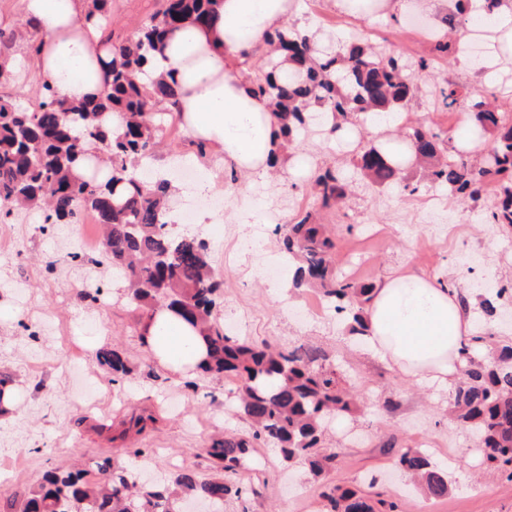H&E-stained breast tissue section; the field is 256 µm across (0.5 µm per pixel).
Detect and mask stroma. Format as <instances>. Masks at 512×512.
Masks as SVG:
<instances>
[{
	"label": "stroma",
	"mask_w": 512,
	"mask_h": 512,
	"mask_svg": "<svg viewBox=\"0 0 512 512\" xmlns=\"http://www.w3.org/2000/svg\"><path fill=\"white\" fill-rule=\"evenodd\" d=\"M300 8L289 26L310 25L318 38L343 46L363 40L375 51L410 57L428 54L404 21L366 23L333 7L332 0H295ZM156 0H112L114 43L135 35L154 11ZM489 78L458 62L438 61L422 75V92L409 108L410 120H426L437 131H460L465 123L444 112L439 88L455 82L469 89L512 98V59L492 62ZM361 132L349 127L345 139L327 133L303 136L287 155L286 166L269 177L249 175L228 159L200 157L197 172L220 163L226 199L221 224L178 222L184 235L206 240L214 274L222 284L217 314L225 325L246 320V338L288 348L307 343L320 348L360 398L352 414L330 426L327 447L337 449L335 468L314 476L307 467H287L273 445L256 449L237 477L242 499L225 502L224 512H323L325 486H363L377 475L373 491L392 502L396 512H512V479L483 477V457L473 436L448 419L449 388L427 384L392 368L347 334L340 316L296 315L313 288H296L291 273L263 275L267 260L279 253L272 229L287 223L297 209H312L311 172L354 161ZM404 173L414 193L398 187L357 184L341 215H326L336 225L335 265L339 274L378 282L396 270H412L445 282L471 300L475 323L499 344L512 343V299L503 298L496 317L485 316L480 296L490 283L512 280V232L484 223L486 203H461L447 188L432 185L420 166ZM78 224H43L42 213L0 224V370L14 374L15 397L0 413V470L9 469V485H23L50 467L75 462L90 465L101 455L127 461L133 447L149 449L153 474L189 467L212 475L206 450L214 439L245 434L246 421L224 397V379L195 371L173 372L153 357L140 340L139 314L119 286L105 252L78 253ZM27 239L24 252L15 243ZM100 291L99 301L88 300ZM56 316V333L40 334L38 316ZM119 346L134 368L113 381L97 360L100 349ZM157 413L153 430L136 444L112 441L98 423L142 409ZM420 448L433 462L448 467V494L435 499L390 464L394 451Z\"/></svg>",
	"instance_id": "stroma-1"
}]
</instances>
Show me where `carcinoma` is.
<instances>
[{"instance_id":"carcinoma-1","label":"carcinoma","mask_w":512,"mask_h":512,"mask_svg":"<svg viewBox=\"0 0 512 512\" xmlns=\"http://www.w3.org/2000/svg\"><path fill=\"white\" fill-rule=\"evenodd\" d=\"M218 0H157L156 10L137 34L111 44L106 63V94L89 103L72 104L53 88L40 84L42 101L23 106L0 98V220L23 210L38 209L44 223H77L91 211L103 230V247L129 282L128 296L152 317L167 309L193 327H201L206 359L198 369L234 379L235 413L248 422L246 436L229 435L207 450L214 469L236 475L255 448L279 447L283 461L302 460L315 476L335 466L338 453L321 447L327 418L350 413L354 395L339 387L336 371L324 366V354L312 347L274 349L231 336L215 313L219 285L209 263L207 244L173 232L167 220L170 182L147 181L145 158L159 146L155 122L164 115L159 105L173 110L175 86L152 79L147 66L168 35L186 21L203 26L215 17ZM86 22L105 23L112 0H91ZM475 21L467 0H458L454 28L467 30ZM268 51L259 65L244 61L251 92L270 100L279 126L280 142H295L316 118H333L330 132L360 113L401 112L418 93L414 74L427 72L432 60L409 61L399 54L377 55L367 45L353 42L341 52L318 45L313 36L288 27L266 38ZM439 101L448 112H459L474 128L475 138H492L482 160L469 150L448 148L449 138L424 124L408 128L404 140L412 156L429 164L427 179L446 186L474 203L493 188V204L485 219L512 228V112L497 98L452 85L439 89ZM118 114L112 128L109 116ZM102 156L109 166L106 180L85 173ZM356 173L376 185L394 184L403 191L416 187L402 177L399 161L372 141L361 144ZM321 207L339 209L347 195L350 176L328 167L311 176ZM281 254L295 267L293 285L316 287L336 313L346 316L349 331L364 337L365 309L371 284L340 275L334 265L335 228L320 223L307 211L298 220L274 229ZM483 332L459 349L465 361L464 377L451 391L448 415L479 440L487 468L512 467V345L492 349L489 359L470 353L471 344H483ZM113 378L131 369L125 353L114 348L99 354ZM157 422L148 409L112 423V441L139 436ZM141 449L119 465L109 457L95 463L97 478L82 469L45 471L40 478L0 495V512H179L182 498L208 502L223 512L224 502L239 495L223 477H205L189 468L170 474L168 484L143 487L137 482ZM393 466L424 483L427 493H448V467L438 465L417 448H401ZM325 512H379L385 502L372 493L336 485L320 493Z\"/></svg>"}]
</instances>
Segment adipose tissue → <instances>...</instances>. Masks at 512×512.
I'll list each match as a JSON object with an SVG mask.
<instances>
[{
	"label": "adipose tissue",
	"mask_w": 512,
	"mask_h": 512,
	"mask_svg": "<svg viewBox=\"0 0 512 512\" xmlns=\"http://www.w3.org/2000/svg\"><path fill=\"white\" fill-rule=\"evenodd\" d=\"M90 0H20L41 50L30 63L34 78L69 101L105 92L110 58L99 27L84 23ZM292 0H219L210 25H186L164 41L151 75H164L178 92L177 112L191 139L205 143L244 172L265 176L274 159L277 121L267 99L253 95L240 74L243 52L291 16ZM369 350L400 372L452 384L462 341L476 326L457 291L403 272L377 282L366 307ZM151 352L174 370L195 368L204 355L198 333L169 311L147 320Z\"/></svg>",
	"instance_id": "obj_1"
}]
</instances>
